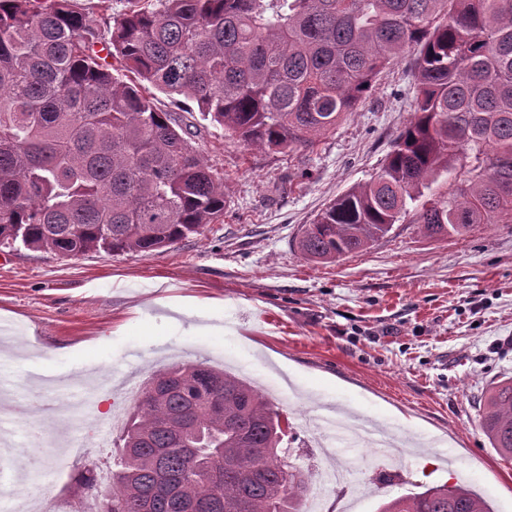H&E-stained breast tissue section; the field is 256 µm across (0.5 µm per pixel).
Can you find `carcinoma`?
Listing matches in <instances>:
<instances>
[{
	"instance_id": "obj_1",
	"label": "carcinoma",
	"mask_w": 512,
	"mask_h": 512,
	"mask_svg": "<svg viewBox=\"0 0 512 512\" xmlns=\"http://www.w3.org/2000/svg\"><path fill=\"white\" fill-rule=\"evenodd\" d=\"M128 4L102 29L77 0H0V245L152 252L224 217V177L190 130L115 78L101 49L244 144L286 150L314 147L417 48L411 119L370 180L303 226L298 250L332 263L408 215L428 237L512 219V0ZM282 423L230 372L166 368L133 405L101 512H301L311 474L290 462ZM480 427L512 461V378L488 391ZM377 512L494 510L444 484Z\"/></svg>"
}]
</instances>
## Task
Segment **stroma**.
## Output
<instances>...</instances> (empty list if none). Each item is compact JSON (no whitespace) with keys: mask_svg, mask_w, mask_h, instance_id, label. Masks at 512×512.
<instances>
[{"mask_svg":"<svg viewBox=\"0 0 512 512\" xmlns=\"http://www.w3.org/2000/svg\"><path fill=\"white\" fill-rule=\"evenodd\" d=\"M412 56L377 78L362 104L314 148L275 151L247 146L204 120L187 100L147 87L159 111L195 131L194 146L224 175L222 223L152 253L89 252L62 258L44 250L0 246V356L27 410L16 428L40 438L33 463L45 496L38 512H97L93 491L73 490L91 468L108 472L135 402L113 367L135 364L137 381L176 361L233 369L220 342L197 336L202 320L185 314L170 333L161 299L218 304L217 322L252 351L245 378L275 372L268 396L289 423L340 385L369 418L399 415L395 430L430 434L453 459L426 451L407 458L374 456L340 444L353 470L348 494L361 512L382 499L453 482L459 470L495 512H512V464L504 463L479 426L488 390L512 377V222L480 224L462 237L430 239L401 222L362 253L335 263L306 261L295 245L301 228L351 186L374 174L410 120ZM69 349L71 385L106 378L87 418L58 419L41 406L68 405L62 391L35 389L38 358ZM110 420L106 439L76 456L91 420Z\"/></svg>","mask_w":512,"mask_h":512,"instance_id":"stroma-1","label":"stroma"}]
</instances>
